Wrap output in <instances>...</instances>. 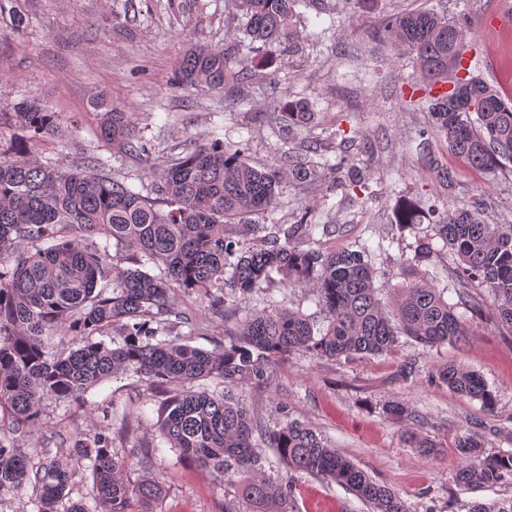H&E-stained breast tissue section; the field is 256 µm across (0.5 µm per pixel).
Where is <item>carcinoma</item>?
Wrapping results in <instances>:
<instances>
[{"label": "carcinoma", "instance_id": "carcinoma-1", "mask_svg": "<svg viewBox=\"0 0 512 512\" xmlns=\"http://www.w3.org/2000/svg\"><path fill=\"white\" fill-rule=\"evenodd\" d=\"M243 20L252 55L238 61L218 48L189 49L176 69V82L213 91H239L233 65L244 72L269 68V48L298 40L292 19L298 0H229ZM381 33L399 55L413 58L423 81L453 87L419 102L431 131L450 152L478 171L512 163V102L494 85L462 70L469 22L434 11L388 14ZM96 138L129 156L148 151L129 112L98 98ZM314 115L308 97L289 96L281 132L290 133ZM16 132L0 139V492L36 493L38 512H89L69 496L76 465L89 461L94 512H131V501L156 499L159 480L145 475L135 485L115 440L129 430H112L103 416L93 434L75 440L65 456L49 449L33 456L19 441L39 427L47 398L81 406L85 394L104 380L133 371L146 389L165 395L158 407L159 436L234 490L226 512H293V486L264 467L259 442L273 449L291 472L321 477L345 487L371 512H408L402 497L372 479L316 429L280 408L277 427L235 396L244 384H267L273 366L299 350L319 358L379 356L406 336L433 347L457 344L470 335L468 320L490 307L512 331V224L484 219L482 195L444 211L435 220L438 237L457 256V302L427 275L396 289L391 305L380 298L368 250L346 245L324 250L310 244L318 226L305 212L297 223L257 224L279 203L284 177L314 182L322 171L349 184L364 183L346 153L334 164H298L287 172L257 168L244 157V144H208L173 153L150 172L152 181L135 191L112 178L94 156L81 168L45 164V137L61 132L62 116L32 99L16 104ZM98 235L103 246L87 242ZM255 244L245 248L243 239ZM128 266L112 264L109 248ZM154 264L159 273L143 270ZM275 280L312 288L326 324L315 327L300 311L276 305L237 320L229 343L205 350L184 342L178 330L201 327L181 308L197 293L212 313L224 316V288L248 299ZM60 337L62 346L51 340ZM112 337L105 342L103 338ZM436 385L478 400L489 409L494 395L482 375L450 362L430 377ZM383 412L398 421L418 417L409 404L390 401ZM484 441L474 433L457 440L462 464L456 481L481 488L512 485V453L480 457ZM468 512H512V496L474 502Z\"/></svg>", "mask_w": 512, "mask_h": 512}]
</instances>
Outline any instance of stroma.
Returning <instances> with one entry per match:
<instances>
[{
  "mask_svg": "<svg viewBox=\"0 0 512 512\" xmlns=\"http://www.w3.org/2000/svg\"><path fill=\"white\" fill-rule=\"evenodd\" d=\"M129 18H115L113 0H23L26 21L11 24L0 15V138L13 132L17 103L36 98L63 118V129L42 148V160L79 166L84 156L110 161L114 178L139 186L151 164L161 163L172 149L223 137L226 145L247 144L248 161L257 167L288 168L313 155L335 160L345 139H354L368 178L364 188L299 183L286 180L272 224H293L305 208H313L319 224H337L340 244L369 251L385 289L406 281L404 263L436 278L438 287L454 289L451 271L456 258L436 235L433 210L461 204L476 189L490 203L484 213L492 224H512V168L477 172L450 153L437 135H423L428 113L405 107L409 97H422L412 58L397 55L374 34L380 10L428 9L448 18L468 17L471 28L470 69L475 76L512 91V49L491 48V12H504V0H380L376 9L353 17L345 0H304L293 24L300 37L290 49H276V64L249 76L247 95L229 108L223 94L173 84L180 57L193 45H208L249 56L251 49L233 20L227 0H128ZM301 93L316 100L313 122L283 138L273 132L286 95ZM104 95L134 113L148 151L140 157L101 147L98 118L91 101ZM452 167L459 182L447 187L436 167ZM419 204L415 224L396 223L397 212ZM186 306L203 320L191 345L212 349L247 310L268 304L319 317L314 292L304 284H271L246 301L224 297V315L216 317L201 296ZM466 345L425 347L400 338L382 356L320 359L304 352L282 358L266 385H243L238 394L265 422L278 420L287 406L293 418L310 424L340 448L373 479L398 491L409 512H467L468 503L512 495L504 484L468 490L455 478L461 462L457 439L466 432L483 437L488 452L512 451V336L492 312L470 323ZM412 361L416 378L403 380L400 369ZM448 362L480 372L495 396L492 409L428 380ZM389 400L415 406L419 420L400 423L382 411ZM84 407L46 400L37 440L49 438L57 423L72 433L94 431L103 413L114 427H128L118 451L129 463L127 476L137 482L144 469L159 474L162 498L139 501L137 512H224L233 492L192 462L182 459L154 431L158 403L132 373L112 377L85 395ZM417 433L437 442L424 453L408 440ZM273 477H291L297 512H369L368 506L337 484L305 474H287L271 450H264Z\"/></svg>",
  "mask_w": 512,
  "mask_h": 512,
  "instance_id": "stroma-1",
  "label": "stroma"
}]
</instances>
